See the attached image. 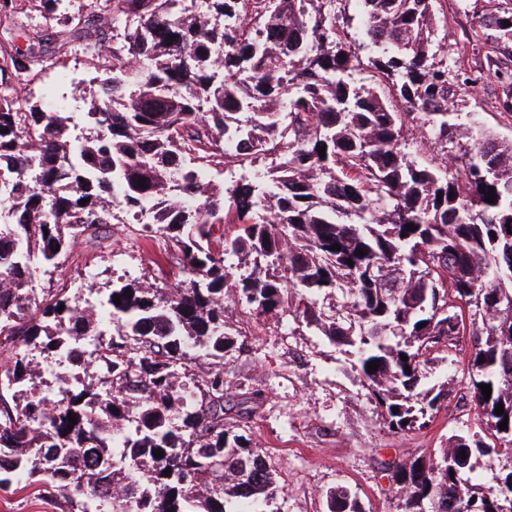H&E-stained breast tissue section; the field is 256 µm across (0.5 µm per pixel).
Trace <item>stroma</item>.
I'll return each mask as SVG.
<instances>
[{
  "label": "stroma",
  "instance_id": "35a3bbf8",
  "mask_svg": "<svg viewBox=\"0 0 512 512\" xmlns=\"http://www.w3.org/2000/svg\"><path fill=\"white\" fill-rule=\"evenodd\" d=\"M484 0H437L435 18L439 60L449 74L477 71L475 85L451 82V111L460 113L456 136L468 143L480 133L512 141V116L502 112V87L485 73V53L492 46L481 23ZM44 0H10L0 19L15 18L19 27L0 47L13 42L35 59L29 71L13 79L19 99L46 103L48 88L59 78L72 81V109H87L94 78L103 76L104 58L74 54L47 41L46 31L25 30L24 22L42 23ZM112 248H75L53 275H37L39 288L65 289L74 305L84 302L76 286L84 268L92 283L107 294L118 278L173 284L161 241L126 237L114 225ZM226 321L236 344L225 358L230 388L224 400L227 422L239 424L254 448L276 473L278 491L266 512H327L326 494L337 487L356 494L366 512H398V501L381 470L384 460L411 459L444 446L451 435L475 429L469 408L449 401L427 427L401 434L383 431L363 395L357 372L344 348L330 344L291 319H257L247 309L228 305ZM0 512H74L69 494L32 486L0 490Z\"/></svg>",
  "mask_w": 512,
  "mask_h": 512
}]
</instances>
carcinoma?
Masks as SVG:
<instances>
[{"label": "carcinoma", "instance_id": "carcinoma-1", "mask_svg": "<svg viewBox=\"0 0 512 512\" xmlns=\"http://www.w3.org/2000/svg\"><path fill=\"white\" fill-rule=\"evenodd\" d=\"M109 1L112 11L92 5L75 24L61 0H44L66 44L111 59L79 145L72 112L19 101L0 73V197L11 202L0 225V348L12 353L0 365V488H73L96 512H264L274 473L224 422L234 346L224 302L237 299L355 350L390 433L416 429L458 392L473 407L477 431L394 463L399 512H422L431 497L436 512H456L461 499L512 512V143H458L442 165L409 155L411 132L446 149L457 129L448 68L434 63L436 0H359L355 48L336 0ZM482 24L512 48V7L488 10ZM486 61L512 115V69ZM366 66L379 82L354 81ZM220 166L239 176L211 183ZM116 209L137 218L130 235L177 254L179 280L113 287L102 311L116 336L89 352L98 318L34 288L32 263L53 265L78 244L110 247ZM458 336L476 337L465 380L430 381L433 355L464 350ZM36 348L89 357L93 374L48 398ZM197 354L210 360L203 398L175 395L182 362ZM481 459L490 486L471 483ZM327 502L328 512H365L343 487Z\"/></svg>", "mask_w": 512, "mask_h": 512}]
</instances>
